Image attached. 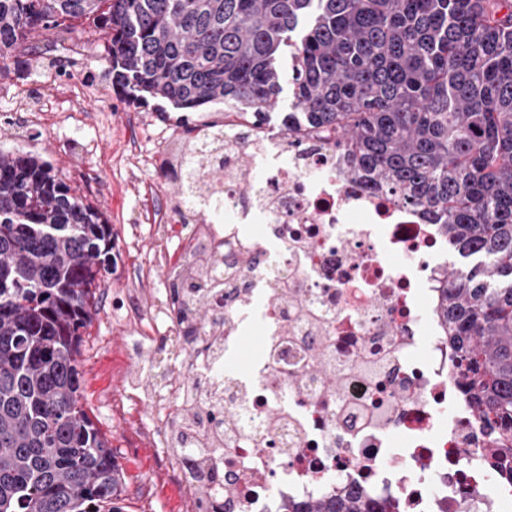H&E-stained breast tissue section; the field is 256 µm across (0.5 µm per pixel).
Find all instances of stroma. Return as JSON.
I'll return each instance as SVG.
<instances>
[{"label":"stroma","mask_w":512,"mask_h":512,"mask_svg":"<svg viewBox=\"0 0 512 512\" xmlns=\"http://www.w3.org/2000/svg\"><path fill=\"white\" fill-rule=\"evenodd\" d=\"M106 68L90 28L40 34L28 61L0 72V151L50 161L111 224L121 257L97 293L81 347L85 409L115 453L122 512H187L176 469L140 430L151 374L146 354L131 350L123 318L128 304L153 305L167 274L153 261L148 217L159 199L173 203L177 195L156 165L180 137L182 119L214 117L222 107L161 113L153 99L137 107L113 88ZM117 397L121 415L112 411Z\"/></svg>","instance_id":"stroma-1"}]
</instances>
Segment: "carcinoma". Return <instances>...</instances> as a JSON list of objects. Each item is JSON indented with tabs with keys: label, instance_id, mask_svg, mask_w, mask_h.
I'll use <instances>...</instances> for the list:
<instances>
[{
	"label": "carcinoma",
	"instance_id": "carcinoma-1",
	"mask_svg": "<svg viewBox=\"0 0 512 512\" xmlns=\"http://www.w3.org/2000/svg\"><path fill=\"white\" fill-rule=\"evenodd\" d=\"M88 20L112 83L180 110L266 115L291 57L289 131L323 132L347 177L439 225L453 267L438 310L454 378L497 435L483 455L512 473V0H0V63L43 30ZM224 148V121L185 125ZM198 155L169 176L184 205ZM206 250L179 313L238 279ZM112 274V225L38 156L0 152V512H120L112 446L88 417L79 347ZM362 494L304 512H390Z\"/></svg>",
	"mask_w": 512,
	"mask_h": 512
}]
</instances>
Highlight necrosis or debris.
Here are the masks:
<instances>
[{
	"label": "necrosis or debris",
	"mask_w": 512,
	"mask_h": 512,
	"mask_svg": "<svg viewBox=\"0 0 512 512\" xmlns=\"http://www.w3.org/2000/svg\"><path fill=\"white\" fill-rule=\"evenodd\" d=\"M224 124L249 128L224 150L225 206L202 212L191 236L176 210L151 218L175 245L169 267L201 238L247 254L242 287L209 300L224 318L221 345L205 329L185 335L172 305L131 319L176 349L155 358L142 425L149 438L172 447L187 400L205 415L224 407V442L207 453L203 479L189 475L193 456L173 457L187 501L303 512L358 491L400 512H512V478L481 455L493 435L452 377L437 312L448 244L437 225L345 179V156L321 135L274 143L259 120L230 113ZM275 251L286 254L276 286L268 278ZM251 330L263 339L258 355L225 370ZM217 384L219 404L210 395Z\"/></svg>",
	"instance_id": "necrosis-or-debris-1"
}]
</instances>
